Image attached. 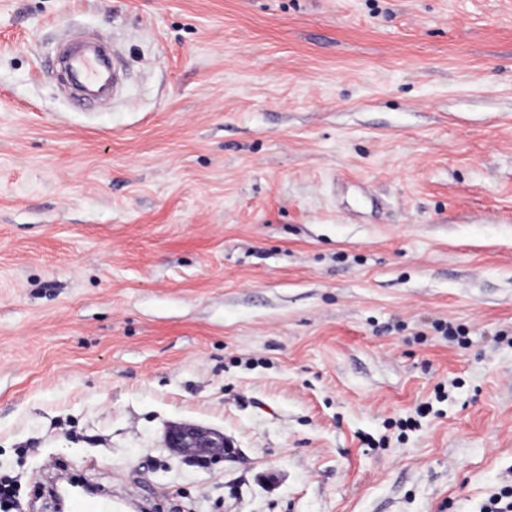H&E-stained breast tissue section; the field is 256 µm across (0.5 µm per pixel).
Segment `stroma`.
I'll use <instances>...</instances> for the list:
<instances>
[{"mask_svg": "<svg viewBox=\"0 0 512 512\" xmlns=\"http://www.w3.org/2000/svg\"><path fill=\"white\" fill-rule=\"evenodd\" d=\"M60 469L151 512L512 487V0H0V479L52 512ZM69 69L78 86L87 91L105 90L108 63L97 53H79L68 61ZM166 446L185 460L205 468L222 462L224 455L235 453L222 433L190 424L172 426L166 434Z\"/></svg>", "mask_w": 512, "mask_h": 512, "instance_id": "35a3bbf8", "label": "stroma"}]
</instances>
